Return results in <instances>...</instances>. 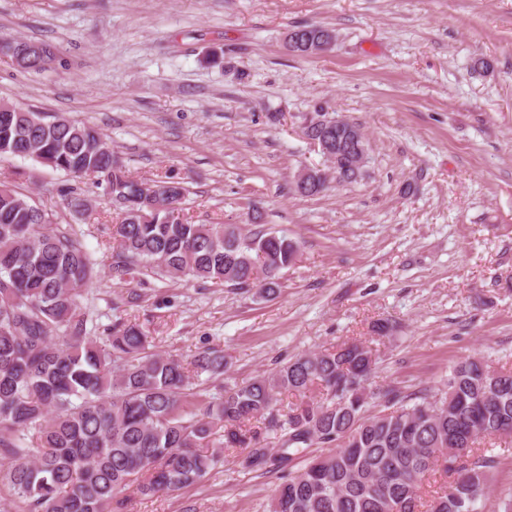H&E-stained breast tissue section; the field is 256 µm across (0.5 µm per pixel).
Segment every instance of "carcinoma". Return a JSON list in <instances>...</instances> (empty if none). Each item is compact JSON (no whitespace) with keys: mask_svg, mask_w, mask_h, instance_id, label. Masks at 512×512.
<instances>
[{"mask_svg":"<svg viewBox=\"0 0 512 512\" xmlns=\"http://www.w3.org/2000/svg\"><path fill=\"white\" fill-rule=\"evenodd\" d=\"M27 44L36 51L21 69L44 70L53 47ZM330 139V169L357 181L354 150H336L334 132ZM16 157L103 182L123 201L110 264L119 282L192 279L266 297L296 260L297 243L266 228L259 212L247 214L245 232L182 223L180 182L138 180L96 128L1 101L0 162ZM63 196L75 214L89 211L76 189ZM52 216L0 183V500L14 512H112L127 488L154 496L200 481L226 449L241 450L246 470L284 471L324 445L332 451L288 475L267 512H483L499 464L486 445L512 440V368L468 357L434 394L373 390L372 350L353 341L213 394L194 377L226 373L221 351L187 363L153 351L138 323L99 329L81 305L97 260L79 228H54ZM282 392L299 396L285 411ZM374 402L384 410L368 413ZM438 472L453 474L451 484L427 490Z\"/></svg>","mask_w":512,"mask_h":512,"instance_id":"1","label":"carcinoma"}]
</instances>
